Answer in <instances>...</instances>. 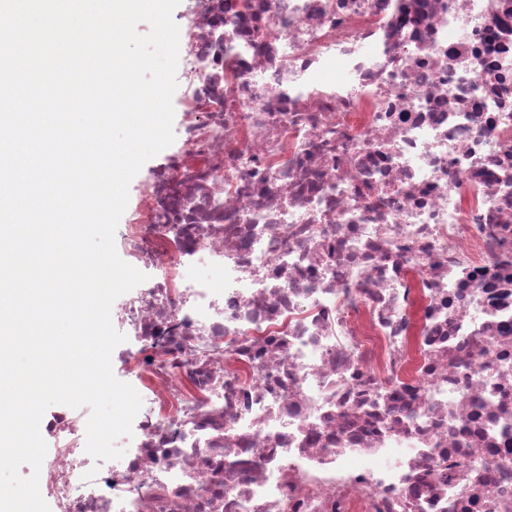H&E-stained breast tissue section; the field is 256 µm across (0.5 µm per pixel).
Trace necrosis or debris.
Segmentation results:
<instances>
[{"mask_svg":"<svg viewBox=\"0 0 512 512\" xmlns=\"http://www.w3.org/2000/svg\"><path fill=\"white\" fill-rule=\"evenodd\" d=\"M124 241L125 467L53 512H512V0H189ZM204 260L197 275L191 263ZM176 77H177V81H178V88L175 91V93L173 95V99H172L173 108H174L173 131H174L175 139L171 145H169L167 148L162 150L155 157L146 161L144 163V165L141 167L140 171L136 174V176L130 182L128 204H127L125 212L123 213V215L118 223V226H117V229L115 232V245H116L117 253L120 256V258L122 260H124L125 262H127L128 264L135 267L136 269H138L139 271H141L142 273L146 274L148 276V279L146 281L142 282L141 284L137 285L135 288H133L129 292L118 297L112 305V310L115 309V307L118 303L125 300L128 296L137 294L141 288H145L147 285L152 283L159 275V272L155 268H153L151 266L142 265V264H134L129 260L127 249L123 242V232L125 230V225L129 223L130 216L137 204L139 194H140L142 188L150 180L154 170L161 163H163L164 159L167 156H169L170 154L177 151V149L179 148L180 143H179L177 131H178V127H179V118H180L179 103H180L181 95H182V85L178 78L177 73H176ZM113 326L115 329L127 336V341L118 345L113 353H112V369L114 372V375L121 381L129 383L133 388L139 393L138 384L133 379L132 375L128 374L123 364L121 363L119 356L121 353L129 352V351H136L139 347L135 336H132L131 329L128 326H124L122 324L117 323L116 321H112ZM139 395L142 398V407L140 410H142L146 405V398L139 393Z\"/></svg>","mask_w":512,"mask_h":512,"instance_id":"1","label":"necrosis or debris"}]
</instances>
